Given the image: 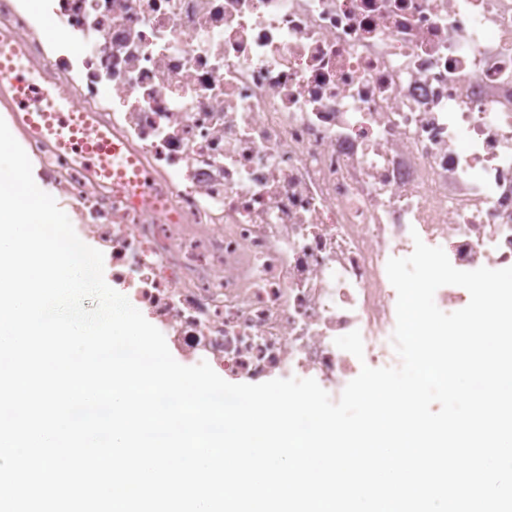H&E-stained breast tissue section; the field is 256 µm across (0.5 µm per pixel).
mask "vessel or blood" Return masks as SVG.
Segmentation results:
<instances>
[{
    "instance_id": "b4317fda",
    "label": "vessel or blood",
    "mask_w": 512,
    "mask_h": 512,
    "mask_svg": "<svg viewBox=\"0 0 512 512\" xmlns=\"http://www.w3.org/2000/svg\"><path fill=\"white\" fill-rule=\"evenodd\" d=\"M0 81L11 86L12 122L49 136L59 147L74 153L83 167L125 177L132 160L123 144L109 133L93 129L72 101L45 82L20 54L0 52Z\"/></svg>"
}]
</instances>
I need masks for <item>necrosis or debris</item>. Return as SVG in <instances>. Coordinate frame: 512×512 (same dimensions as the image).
I'll return each mask as SVG.
<instances>
[{
	"instance_id": "necrosis-or-debris-1",
	"label": "necrosis or debris",
	"mask_w": 512,
	"mask_h": 512,
	"mask_svg": "<svg viewBox=\"0 0 512 512\" xmlns=\"http://www.w3.org/2000/svg\"><path fill=\"white\" fill-rule=\"evenodd\" d=\"M0 35L146 173L124 193L16 132L112 281L228 382L336 400L397 365L386 264L415 239L512 267V0H0Z\"/></svg>"
}]
</instances>
